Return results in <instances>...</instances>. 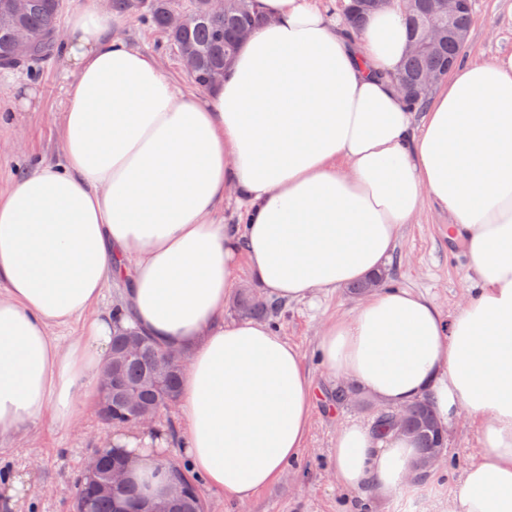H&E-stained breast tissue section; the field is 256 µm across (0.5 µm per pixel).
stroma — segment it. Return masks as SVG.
Wrapping results in <instances>:
<instances>
[{"label": "stroma", "instance_id": "35a3bbf8", "mask_svg": "<svg viewBox=\"0 0 512 512\" xmlns=\"http://www.w3.org/2000/svg\"><path fill=\"white\" fill-rule=\"evenodd\" d=\"M112 34L153 57L179 87L194 90L166 35L144 25L137 13L122 15ZM511 52L512 0H475L464 57L490 59ZM70 76L67 58L60 53L33 67L0 70V192L31 166L58 161L63 87ZM19 86L33 92L34 110L11 111L10 98ZM388 273L389 285L426 295L447 312L466 301L473 288L463 249L448 243L447 212L428 201L413 223L404 226ZM360 300V295L347 288L321 291L310 303L277 305L266 318L297 347L305 371L324 391H333L335 382L318 362L320 333L329 320L350 312ZM381 408L376 400L353 395L338 405L319 402L300 455L272 484L244 503L225 501L206 485H199L206 512H357L354 494L336 481L330 452L342 420L368 423ZM111 432L96 406L83 405L77 428L62 430L45 419L17 436L0 453V473L16 471L25 478V487L13 497L10 512H72L75 478L83 461ZM478 439L470 420L459 417L447 427L437 481L415 493L387 499L366 495L364 512H448L464 470L479 451Z\"/></svg>", "mask_w": 512, "mask_h": 512}]
</instances>
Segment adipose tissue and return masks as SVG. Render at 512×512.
Returning a JSON list of instances; mask_svg holds the SVG:
<instances>
[{"mask_svg": "<svg viewBox=\"0 0 512 512\" xmlns=\"http://www.w3.org/2000/svg\"><path fill=\"white\" fill-rule=\"evenodd\" d=\"M256 6L267 24L203 96L112 37L100 0L68 18L60 160L0 194V446L46 416L73 427L132 326L188 356L189 468L252 499L301 453L319 390L269 325L225 322L240 265L285 303L348 287L385 268L428 198L466 247L473 294L447 314L384 287L326 324L319 361L385 405L467 415L480 452L448 512H512V54L454 65L414 112L392 80L400 7L357 31L321 0ZM230 193L238 224L216 218ZM113 282L120 315L102 305ZM416 459L409 437L380 442L356 420L332 450L343 489L379 496L416 490Z\"/></svg>", "mask_w": 512, "mask_h": 512, "instance_id": "ef3b65f1", "label": "adipose tissue"}]
</instances>
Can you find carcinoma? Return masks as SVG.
I'll list each match as a JSON object with an SVG mask.
<instances>
[{"instance_id":"obj_1","label":"carcinoma","mask_w":512,"mask_h":512,"mask_svg":"<svg viewBox=\"0 0 512 512\" xmlns=\"http://www.w3.org/2000/svg\"><path fill=\"white\" fill-rule=\"evenodd\" d=\"M253 0H231L224 12V17L211 16L205 0H192L189 13L191 21L181 30H172L167 25V13L171 7L170 0H143L134 4L132 0H112V10H137L142 21L165 31L169 41L180 54L188 53L194 58V67L190 78L199 86H206L211 74L226 68L234 59L241 40L237 33L241 27L256 30L265 22V18L254 10ZM422 9L408 16V25L412 37L421 34L427 10L434 0H422ZM11 0H0V69L15 68L13 47L17 35L26 33L31 38L29 60L45 58L55 52L53 29L62 6L58 0H29L28 9L20 14L10 12ZM462 46L454 40L443 39L433 53L406 56L395 78L411 85L419 82L423 72L429 69L448 71L457 62ZM239 312L245 317L261 316L267 306H258L251 296L244 293L238 301ZM143 348L140 353L122 361L113 371L112 404L100 411L101 418L108 424L118 422L129 414L120 400L126 390L137 395L139 408L144 411L161 412L168 399L178 397L181 373L168 375L164 385L157 387L148 380L154 360L159 356L161 346L147 336L141 337ZM440 419L433 413L426 400H419L410 405L404 420L395 422L394 411L381 410L372 421L371 428L380 441L402 427L413 438L419 448L416 471L428 473V461L435 450L444 444L435 435V428ZM168 478H178L189 488L188 495L172 505V512H202L203 502L199 498L194 479L177 464L161 463ZM73 508L82 512H113L112 498L91 496L87 493L85 481L79 482Z\"/></svg>"}]
</instances>
